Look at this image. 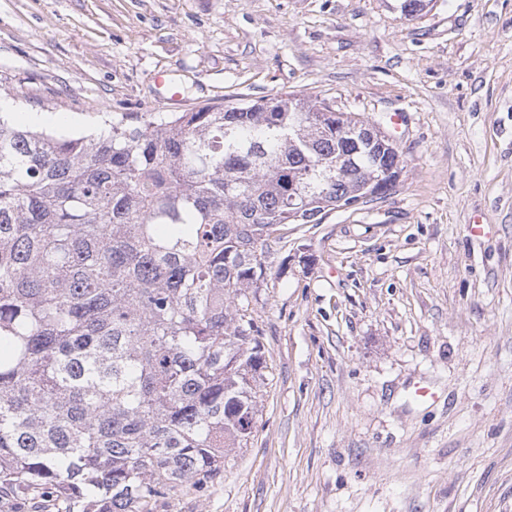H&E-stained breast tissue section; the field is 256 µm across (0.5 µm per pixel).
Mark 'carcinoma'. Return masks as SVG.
Returning a JSON list of instances; mask_svg holds the SVG:
<instances>
[{"mask_svg":"<svg viewBox=\"0 0 512 512\" xmlns=\"http://www.w3.org/2000/svg\"><path fill=\"white\" fill-rule=\"evenodd\" d=\"M365 125L290 94L97 134L0 115V493L152 512L224 472L266 368L258 248L386 196L401 154Z\"/></svg>","mask_w":512,"mask_h":512,"instance_id":"obj_1","label":"carcinoma"}]
</instances>
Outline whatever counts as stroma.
<instances>
[{
  "mask_svg": "<svg viewBox=\"0 0 512 512\" xmlns=\"http://www.w3.org/2000/svg\"><path fill=\"white\" fill-rule=\"evenodd\" d=\"M400 5L0 0V97L49 131L283 93L403 116L390 195L265 251L253 435L153 512H512V0Z\"/></svg>",
  "mask_w": 512,
  "mask_h": 512,
  "instance_id": "35a3bbf8",
  "label": "stroma"
}]
</instances>
